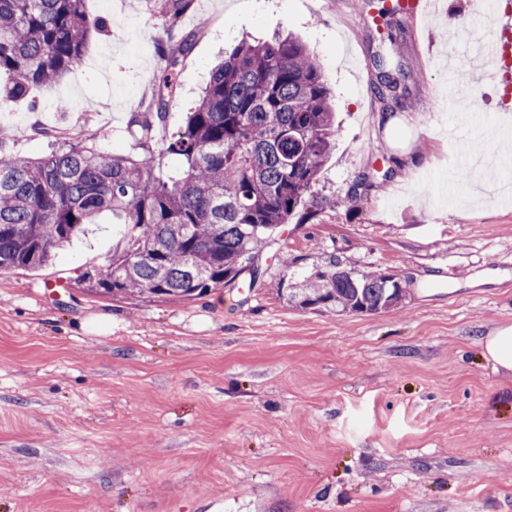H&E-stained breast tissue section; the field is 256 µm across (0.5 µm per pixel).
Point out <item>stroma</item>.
<instances>
[{
	"label": "stroma",
	"instance_id": "35a3bbf8",
	"mask_svg": "<svg viewBox=\"0 0 512 512\" xmlns=\"http://www.w3.org/2000/svg\"><path fill=\"white\" fill-rule=\"evenodd\" d=\"M480 3L428 0L388 24L362 0H193L171 32L159 0H86L109 28L83 66L35 90L37 107L0 96L11 154L47 152L43 128L130 152L162 45L203 24L158 138L182 127L224 48L290 33L319 57L340 127L314 196L369 171L375 186L360 210L282 225L244 289L87 292L79 275L126 232L107 217L48 266L0 273V512H512V373L481 346L512 323V154L492 135L512 112L489 74L469 116L439 105L442 32L469 42ZM382 58L408 88L390 130L372 93ZM332 256L399 274L400 308L278 296V279ZM481 271L493 277L478 285Z\"/></svg>",
	"mask_w": 512,
	"mask_h": 512
}]
</instances>
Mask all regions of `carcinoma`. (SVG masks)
I'll return each mask as SVG.
<instances>
[{
  "label": "carcinoma",
  "mask_w": 512,
  "mask_h": 512,
  "mask_svg": "<svg viewBox=\"0 0 512 512\" xmlns=\"http://www.w3.org/2000/svg\"><path fill=\"white\" fill-rule=\"evenodd\" d=\"M192 0H163L169 27ZM107 21L84 0H0V94L25 99L49 88L83 59L89 38ZM189 35L164 52L155 94L127 125L133 151L102 152L55 139L34 159L14 156L0 140V272L48 265L98 223L128 225L124 246L78 282L96 294L195 300L234 283L271 245L284 224H309L328 208L359 209L374 183L359 176L345 195L311 189L336 137L330 91L318 59L296 37L252 41L246 35L210 72L185 126L157 143L178 89ZM382 110L402 106L406 87L379 76ZM180 166L164 170V159ZM278 296L300 309L379 314L402 304L407 288L382 272L362 273L329 258L301 282L279 279Z\"/></svg>",
  "instance_id": "obj_1"
}]
</instances>
